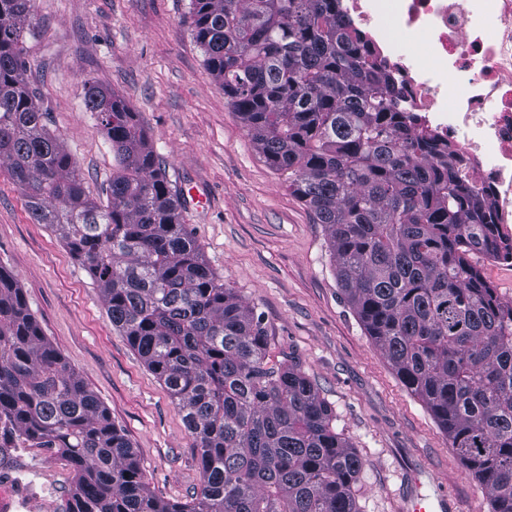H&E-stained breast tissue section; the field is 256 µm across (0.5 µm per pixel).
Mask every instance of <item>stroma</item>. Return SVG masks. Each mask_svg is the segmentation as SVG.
Wrapping results in <instances>:
<instances>
[{
	"label": "stroma",
	"mask_w": 512,
	"mask_h": 512,
	"mask_svg": "<svg viewBox=\"0 0 512 512\" xmlns=\"http://www.w3.org/2000/svg\"><path fill=\"white\" fill-rule=\"evenodd\" d=\"M190 0H33L27 76L87 195H105L112 147L84 105L86 82L114 91L140 123L210 266L253 307L271 363L295 358L362 458L358 512H409L447 493L453 512H490L427 408L401 383L346 302L324 225L271 168L212 80L193 38ZM0 267L22 288L44 336L132 443L149 485L183 501L201 482L193 440L164 385L113 328L86 269L42 224L0 163Z\"/></svg>",
	"instance_id": "35a3bbf8"
}]
</instances>
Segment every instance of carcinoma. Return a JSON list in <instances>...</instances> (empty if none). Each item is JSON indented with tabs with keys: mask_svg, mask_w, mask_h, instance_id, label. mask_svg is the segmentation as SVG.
<instances>
[{
	"mask_svg": "<svg viewBox=\"0 0 512 512\" xmlns=\"http://www.w3.org/2000/svg\"><path fill=\"white\" fill-rule=\"evenodd\" d=\"M32 0H0V161L31 220L100 288L112 326L163 383L202 479L157 497L109 410L43 335L0 268V423L75 474L70 512H356L363 461L294 360L208 265L137 113L85 83L112 145L107 200L86 196L27 77ZM213 81L265 162L325 225L347 303L484 487L512 512V299L473 262L502 236L484 197L390 96L340 0H190Z\"/></svg>",
	"mask_w": 512,
	"mask_h": 512,
	"instance_id": "obj_1",
	"label": "carcinoma"
}]
</instances>
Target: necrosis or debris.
Here are the masks:
<instances>
[{
	"mask_svg": "<svg viewBox=\"0 0 512 512\" xmlns=\"http://www.w3.org/2000/svg\"><path fill=\"white\" fill-rule=\"evenodd\" d=\"M342 9L387 67L400 107L448 142L453 167L512 239V0H342ZM42 458L0 441V512H68Z\"/></svg>",
	"mask_w": 512,
	"mask_h": 512,
	"instance_id": "obj_1",
	"label": "necrosis or debris"
}]
</instances>
